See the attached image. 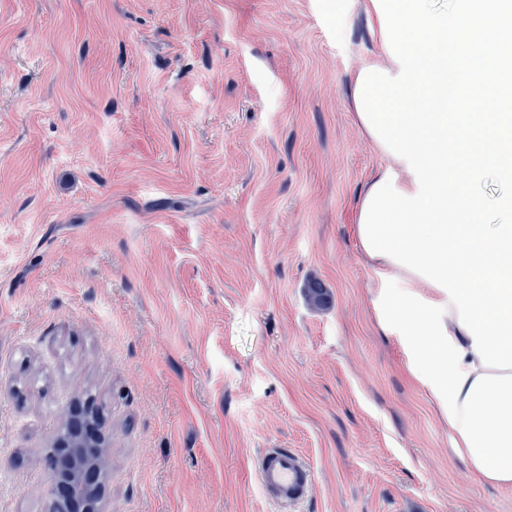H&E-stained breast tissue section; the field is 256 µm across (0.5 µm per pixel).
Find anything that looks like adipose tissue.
<instances>
[{"instance_id": "1", "label": "adipose tissue", "mask_w": 512, "mask_h": 512, "mask_svg": "<svg viewBox=\"0 0 512 512\" xmlns=\"http://www.w3.org/2000/svg\"><path fill=\"white\" fill-rule=\"evenodd\" d=\"M387 49L356 73L351 98L392 162L365 184L355 234L392 297L384 322L404 338L414 379L438 401L456 453L480 482L512 485V194L501 220H476L472 187L512 184V113L489 105L512 91V0H368ZM467 153L469 190L456 183Z\"/></svg>"}]
</instances>
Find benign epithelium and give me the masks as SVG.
<instances>
[{
	"label": "benign epithelium",
	"instance_id": "7a95c632",
	"mask_svg": "<svg viewBox=\"0 0 512 512\" xmlns=\"http://www.w3.org/2000/svg\"><path fill=\"white\" fill-rule=\"evenodd\" d=\"M84 424L61 429L45 463L54 486L64 488V496L54 500L56 512H105L104 492L94 488L90 476H108V440L97 428V413L84 408Z\"/></svg>",
	"mask_w": 512,
	"mask_h": 512
}]
</instances>
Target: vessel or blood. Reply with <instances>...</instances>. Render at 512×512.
Segmentation results:
<instances>
[{
    "instance_id": "vessel-or-blood-1",
    "label": "vessel or blood",
    "mask_w": 512,
    "mask_h": 512,
    "mask_svg": "<svg viewBox=\"0 0 512 512\" xmlns=\"http://www.w3.org/2000/svg\"><path fill=\"white\" fill-rule=\"evenodd\" d=\"M255 473L263 494L279 512H293L307 498L314 479L309 463L285 448L262 449L255 460Z\"/></svg>"
}]
</instances>
